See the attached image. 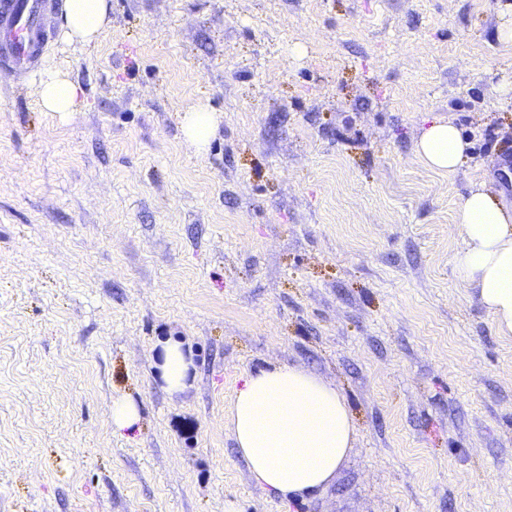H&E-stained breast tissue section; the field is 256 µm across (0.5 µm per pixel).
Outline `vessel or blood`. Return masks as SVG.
Returning a JSON list of instances; mask_svg holds the SVG:
<instances>
[{"label":"vessel or blood","mask_w":512,"mask_h":512,"mask_svg":"<svg viewBox=\"0 0 512 512\" xmlns=\"http://www.w3.org/2000/svg\"><path fill=\"white\" fill-rule=\"evenodd\" d=\"M58 0H0V67L35 70L53 38Z\"/></svg>","instance_id":"1"}]
</instances>
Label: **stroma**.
<instances>
[{
	"label": "stroma",
	"instance_id": "1",
	"mask_svg": "<svg viewBox=\"0 0 512 512\" xmlns=\"http://www.w3.org/2000/svg\"><path fill=\"white\" fill-rule=\"evenodd\" d=\"M504 2L112 0L96 46L41 61L82 88L64 119L0 70V512H512V337L453 268L471 184L512 207ZM429 113L472 143L454 173L416 155ZM282 364L356 425L288 506L225 419ZM218 116L207 106L199 105L185 112L182 117L184 141L188 148L202 152L218 128ZM161 349V363L158 364L161 379L170 392H181L186 387L190 370L187 354L176 341L164 342ZM140 414L137 404L127 398H118L112 402V431L114 433H131L139 422Z\"/></svg>",
	"mask_w": 512,
	"mask_h": 512
}]
</instances>
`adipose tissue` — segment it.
<instances>
[{
	"instance_id": "adipose-tissue-1",
	"label": "adipose tissue",
	"mask_w": 512,
	"mask_h": 512,
	"mask_svg": "<svg viewBox=\"0 0 512 512\" xmlns=\"http://www.w3.org/2000/svg\"><path fill=\"white\" fill-rule=\"evenodd\" d=\"M112 0H63L67 39L90 46L111 22ZM82 89L58 72L39 82L44 111L68 116ZM218 117L199 105L182 117L188 148L203 151ZM470 147L452 122L430 119L417 142L419 159L438 172H455ZM463 246L454 256L458 279L473 288L502 336H512V210L485 184L474 186L458 208ZM160 376L168 390L182 391L190 362L175 341L161 346ZM236 449L255 483L292 499L325 488L335 477L355 436L347 405L336 389L308 371L279 366L249 374L226 415Z\"/></svg>"
}]
</instances>
